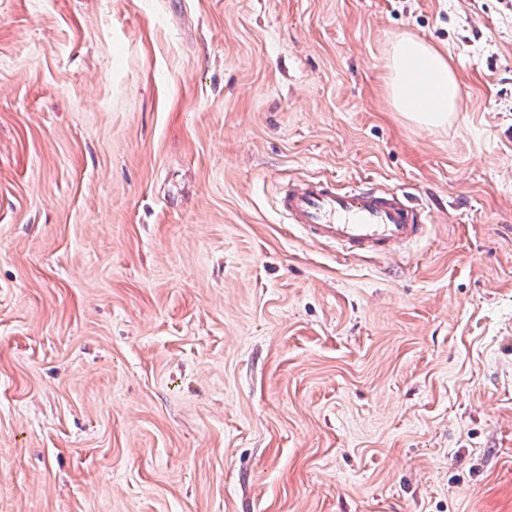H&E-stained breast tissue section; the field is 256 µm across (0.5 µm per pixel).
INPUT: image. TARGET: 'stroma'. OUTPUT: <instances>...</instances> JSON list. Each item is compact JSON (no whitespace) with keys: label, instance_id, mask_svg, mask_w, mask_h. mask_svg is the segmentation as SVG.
<instances>
[{"label":"stroma","instance_id":"obj_1","mask_svg":"<svg viewBox=\"0 0 512 512\" xmlns=\"http://www.w3.org/2000/svg\"><path fill=\"white\" fill-rule=\"evenodd\" d=\"M307 177L426 233L309 240ZM0 512H512V0H0ZM391 108L419 126H448L459 108V85L448 56L411 34L396 36L386 53ZM278 206L290 224L353 255H379L404 246L420 237L426 226L424 212L396 191H345L322 179L288 188Z\"/></svg>","mask_w":512,"mask_h":512}]
</instances>
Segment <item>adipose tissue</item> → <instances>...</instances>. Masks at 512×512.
Masks as SVG:
<instances>
[{"label": "adipose tissue", "mask_w": 512, "mask_h": 512, "mask_svg": "<svg viewBox=\"0 0 512 512\" xmlns=\"http://www.w3.org/2000/svg\"><path fill=\"white\" fill-rule=\"evenodd\" d=\"M391 108L426 128H443L459 108V85L446 54L411 35L396 36L386 53Z\"/></svg>", "instance_id": "adipose-tissue-1"}]
</instances>
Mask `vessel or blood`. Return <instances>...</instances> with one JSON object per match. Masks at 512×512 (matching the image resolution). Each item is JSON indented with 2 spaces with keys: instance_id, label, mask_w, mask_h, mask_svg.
Returning a JSON list of instances; mask_svg holds the SVG:
<instances>
[{
  "instance_id": "b4317fda",
  "label": "vessel or blood",
  "mask_w": 512,
  "mask_h": 512,
  "mask_svg": "<svg viewBox=\"0 0 512 512\" xmlns=\"http://www.w3.org/2000/svg\"><path fill=\"white\" fill-rule=\"evenodd\" d=\"M278 206L312 238L353 255L386 253L416 240L425 230L424 212L398 192L346 191L322 179L285 190Z\"/></svg>"
}]
</instances>
